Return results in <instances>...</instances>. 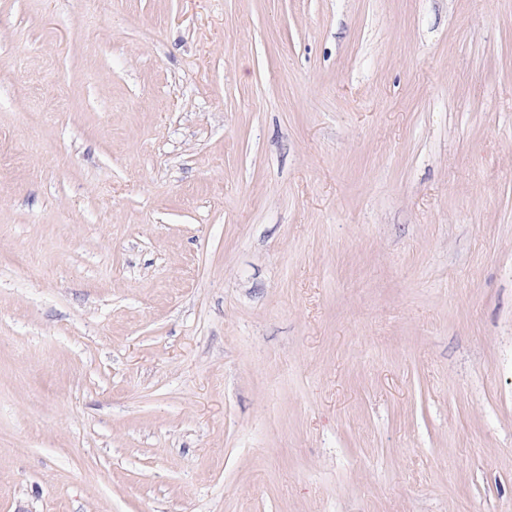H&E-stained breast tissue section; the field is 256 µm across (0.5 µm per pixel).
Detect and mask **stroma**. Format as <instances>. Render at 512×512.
I'll return each mask as SVG.
<instances>
[{
	"label": "stroma",
	"mask_w": 512,
	"mask_h": 512,
	"mask_svg": "<svg viewBox=\"0 0 512 512\" xmlns=\"http://www.w3.org/2000/svg\"><path fill=\"white\" fill-rule=\"evenodd\" d=\"M0 512H512V0H0Z\"/></svg>",
	"instance_id": "obj_1"
}]
</instances>
